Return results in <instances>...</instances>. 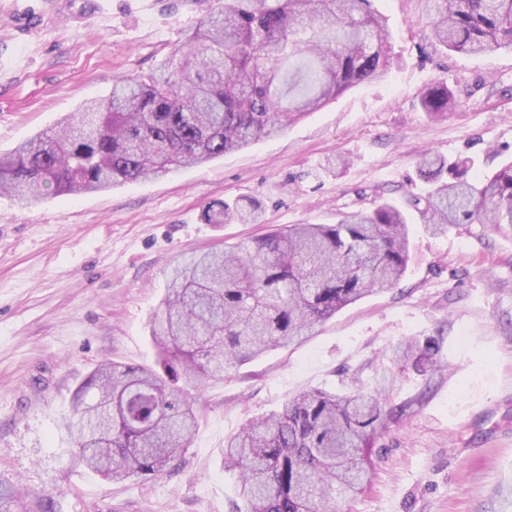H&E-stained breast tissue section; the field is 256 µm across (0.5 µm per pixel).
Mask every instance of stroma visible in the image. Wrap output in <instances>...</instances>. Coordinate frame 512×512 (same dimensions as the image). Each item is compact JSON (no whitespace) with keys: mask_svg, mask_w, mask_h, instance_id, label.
Wrapping results in <instances>:
<instances>
[{"mask_svg":"<svg viewBox=\"0 0 512 512\" xmlns=\"http://www.w3.org/2000/svg\"><path fill=\"white\" fill-rule=\"evenodd\" d=\"M211 0H0V152L54 126L115 79L170 64ZM390 28L391 72L273 139L111 190L0 195V482L28 512H228L237 474L224 439L300 391H338L390 346L437 336L448 366L400 371L384 395L409 410L376 441L363 491L341 512H512V233L456 224L435 235L412 206L422 153L469 176L512 158V49L434 45L425 0H373ZM459 101L434 120L420 97ZM251 199L255 224H209L213 201ZM391 202L410 228L400 284L351 305L301 346L273 350L203 390L179 379L199 422L170 474L104 481L68 461L59 428L101 363L152 366L150 321L185 257L291 224H332ZM421 101L425 112L434 118L447 117L457 107L455 95L445 85L427 89Z\"/></svg>","mask_w":512,"mask_h":512,"instance_id":"1","label":"stroma"}]
</instances>
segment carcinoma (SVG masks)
<instances>
[{
  "label": "carcinoma",
  "instance_id": "obj_1",
  "mask_svg": "<svg viewBox=\"0 0 512 512\" xmlns=\"http://www.w3.org/2000/svg\"><path fill=\"white\" fill-rule=\"evenodd\" d=\"M373 0H214L171 67L144 80L117 79L50 132L0 154V194L32 204L55 192L88 193L206 164L282 133L338 95L389 76L386 19ZM435 41L453 52L512 48V0H428ZM434 118L457 107L445 85L427 89ZM428 193L415 200L425 224L512 228V161L467 178L426 152ZM250 200L217 201L209 224L253 223ZM409 259L403 211L388 202L340 214L334 224H291L251 241L193 255L170 274L150 323L160 370L115 363L75 390L60 428L74 438L69 462L113 482L160 475L186 447L197 416L174 388L208 381L301 343L345 307L395 287ZM432 337L390 350L399 369L442 368ZM388 381L369 361L339 392L313 388L248 421L224 440V467L239 473L231 512H338L372 467L375 439L410 404L388 407L362 374ZM21 496L0 486V512Z\"/></svg>",
  "mask_w": 512,
  "mask_h": 512
}]
</instances>
